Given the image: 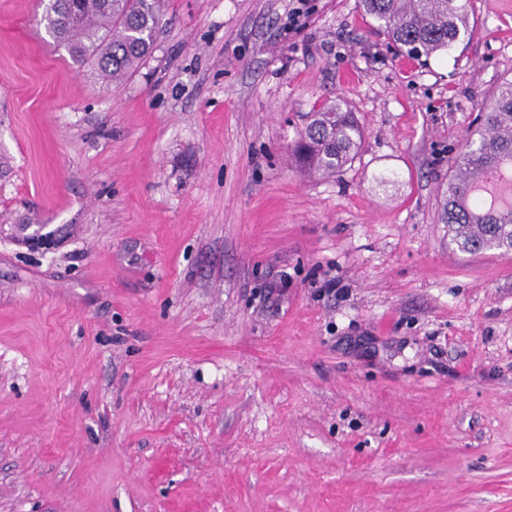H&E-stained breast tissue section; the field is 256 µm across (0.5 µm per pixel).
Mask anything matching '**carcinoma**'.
Instances as JSON below:
<instances>
[{"label": "carcinoma", "mask_w": 512, "mask_h": 512, "mask_svg": "<svg viewBox=\"0 0 512 512\" xmlns=\"http://www.w3.org/2000/svg\"><path fill=\"white\" fill-rule=\"evenodd\" d=\"M378 30L410 58L450 49L474 30L469 3L460 0H363ZM166 0H55L44 7L41 22L76 63L95 59L99 70L116 81L134 72L151 52ZM353 112L333 103L312 116L295 146L298 165L313 175L339 172L361 144ZM512 161V81L504 83L482 115L477 146L453 164L443 207V221L457 249L475 255L512 249V220L502 221L482 203L461 201L456 185L495 160Z\"/></svg>", "instance_id": "cac0c4a2"}]
</instances>
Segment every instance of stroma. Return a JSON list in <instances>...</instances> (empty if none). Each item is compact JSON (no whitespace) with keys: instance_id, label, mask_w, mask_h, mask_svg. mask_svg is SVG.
Listing matches in <instances>:
<instances>
[{"instance_id":"1","label":"stroma","mask_w":512,"mask_h":512,"mask_svg":"<svg viewBox=\"0 0 512 512\" xmlns=\"http://www.w3.org/2000/svg\"><path fill=\"white\" fill-rule=\"evenodd\" d=\"M470 10L413 60L361 0H168L115 83L0 0V512H512V251L442 222L512 80ZM361 137L353 112L336 103L323 106L314 112L295 146V160L310 174H336L353 160Z\"/></svg>"}]
</instances>
